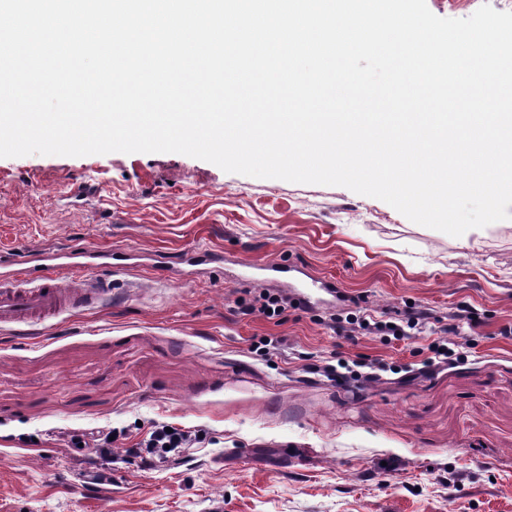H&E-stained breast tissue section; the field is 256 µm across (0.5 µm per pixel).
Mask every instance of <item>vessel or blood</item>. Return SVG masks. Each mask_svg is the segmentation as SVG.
Segmentation results:
<instances>
[{"instance_id":"b4317fda","label":"vessel or blood","mask_w":512,"mask_h":512,"mask_svg":"<svg viewBox=\"0 0 512 512\" xmlns=\"http://www.w3.org/2000/svg\"><path fill=\"white\" fill-rule=\"evenodd\" d=\"M95 255L83 252L81 260L70 262L67 276L41 269H15L0 273V328L20 330L47 320L107 306L112 285L93 275ZM300 300L324 303L335 295L328 282L307 278L292 286Z\"/></svg>"}]
</instances>
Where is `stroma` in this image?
I'll use <instances>...</instances> for the list:
<instances>
[{"instance_id": "35a3bbf8", "label": "stroma", "mask_w": 512, "mask_h": 512, "mask_svg": "<svg viewBox=\"0 0 512 512\" xmlns=\"http://www.w3.org/2000/svg\"><path fill=\"white\" fill-rule=\"evenodd\" d=\"M87 248L139 259L112 307L0 332V512H512V219L461 239L179 153L0 158V260ZM191 249L223 260L185 282L150 268ZM273 262L346 302L235 313ZM415 312L400 339L331 322ZM440 341L448 363L429 366ZM372 362V380L323 371ZM158 423L200 441L145 470L127 450ZM113 428L127 436L94 467Z\"/></svg>"}]
</instances>
